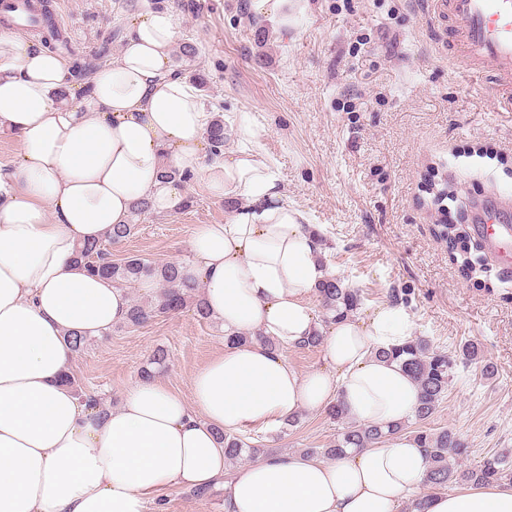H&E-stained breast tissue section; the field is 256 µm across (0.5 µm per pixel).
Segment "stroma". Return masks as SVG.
Returning <instances> with one entry per match:
<instances>
[{"label":"stroma","mask_w":512,"mask_h":512,"mask_svg":"<svg viewBox=\"0 0 512 512\" xmlns=\"http://www.w3.org/2000/svg\"><path fill=\"white\" fill-rule=\"evenodd\" d=\"M178 11L182 41L197 45L201 97L226 128L249 131L275 170L288 204L325 240L324 262L359 288L358 317L397 304L414 335L437 348L477 343L495 367L458 370L430 420L455 428L473 467L512 451V269L489 262L473 282L437 235V189L467 200L512 194V112L497 103L491 76L469 77L448 56L431 0H293L287 27L256 15L252 0H193ZM78 55L115 29L118 0H49ZM189 209L137 218L113 259L137 254L155 264L190 258L201 224L228 218L226 201L200 179ZM168 359L155 381L188 394L191 376L224 349V329L192 309L140 327L113 328L74 354L83 396L118 406L157 349ZM328 412H300L293 425L250 430L276 453L326 448L350 426ZM162 512H224V488L208 496L169 488Z\"/></svg>","instance_id":"1"}]
</instances>
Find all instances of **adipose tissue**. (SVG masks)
<instances>
[{
    "mask_svg": "<svg viewBox=\"0 0 512 512\" xmlns=\"http://www.w3.org/2000/svg\"><path fill=\"white\" fill-rule=\"evenodd\" d=\"M123 17L122 47L85 86L59 54L0 30V132L20 147L0 169V512H150L164 488L219 482L224 512H399L431 467L403 435L329 461L293 453L227 473L223 435L302 410L336 403L365 425L411 417L417 387L380 353L413 326L390 305L321 326L308 295L330 272L316 231L259 151L212 156L215 115L172 65L169 0H136ZM166 166L213 196L242 197L224 223L196 228L182 271L225 335L268 341L225 345L192 376L190 397L142 380L117 407H93L66 381L65 337L125 321L129 297L76 251L127 223L140 199L157 214L178 207L186 189L161 180ZM318 331L324 366L301 375L284 351ZM424 512H512V484L437 493Z\"/></svg>",
    "mask_w": 512,
    "mask_h": 512,
    "instance_id": "1",
    "label": "adipose tissue"
}]
</instances>
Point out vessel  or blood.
<instances>
[{"label":"vessel or blood","mask_w":512,"mask_h":512,"mask_svg":"<svg viewBox=\"0 0 512 512\" xmlns=\"http://www.w3.org/2000/svg\"><path fill=\"white\" fill-rule=\"evenodd\" d=\"M448 42L471 71L492 67L512 87V0H434ZM473 230L490 256L512 264V197L498 194L473 205Z\"/></svg>","instance_id":"b4317fda"}]
</instances>
